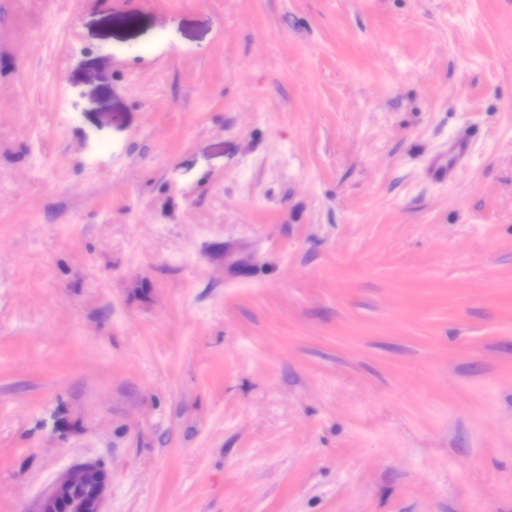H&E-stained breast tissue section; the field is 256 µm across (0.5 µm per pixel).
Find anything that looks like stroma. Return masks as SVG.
I'll return each mask as SVG.
<instances>
[{
  "instance_id": "stroma-1",
  "label": "stroma",
  "mask_w": 512,
  "mask_h": 512,
  "mask_svg": "<svg viewBox=\"0 0 512 512\" xmlns=\"http://www.w3.org/2000/svg\"><path fill=\"white\" fill-rule=\"evenodd\" d=\"M89 460L512 512V0H0V512ZM469 153L464 141L453 140L448 143V155L438 157L429 169V175L436 180H445L453 172L457 163Z\"/></svg>"
}]
</instances>
